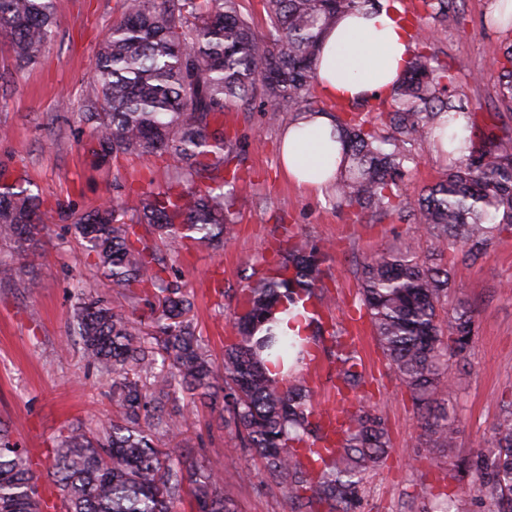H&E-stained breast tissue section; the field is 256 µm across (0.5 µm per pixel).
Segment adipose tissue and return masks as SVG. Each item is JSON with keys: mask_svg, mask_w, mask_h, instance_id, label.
<instances>
[{"mask_svg": "<svg viewBox=\"0 0 512 512\" xmlns=\"http://www.w3.org/2000/svg\"><path fill=\"white\" fill-rule=\"evenodd\" d=\"M397 0H383L341 18L321 40L317 61L320 93L342 101L389 95L412 56L410 36L399 21ZM335 123L319 112L292 122L281 145V167L288 179L320 195L343 160L334 139Z\"/></svg>", "mask_w": 512, "mask_h": 512, "instance_id": "1", "label": "adipose tissue"}]
</instances>
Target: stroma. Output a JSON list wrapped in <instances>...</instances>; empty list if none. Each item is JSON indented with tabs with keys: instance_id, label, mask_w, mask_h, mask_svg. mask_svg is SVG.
I'll use <instances>...</instances> for the list:
<instances>
[{
	"instance_id": "35a3bbf8",
	"label": "stroma",
	"mask_w": 512,
	"mask_h": 512,
	"mask_svg": "<svg viewBox=\"0 0 512 512\" xmlns=\"http://www.w3.org/2000/svg\"><path fill=\"white\" fill-rule=\"evenodd\" d=\"M497 10L495 0H464L460 24L435 41L440 61L455 76L456 97L478 133L498 120L495 61L512 41V26L491 21ZM55 12V36L39 62L20 69L7 52H0V73L8 79L7 91L0 92V126L11 130L0 139V167L25 169L48 207L45 254L32 272L38 291L0 286V421L9 423L14 439L36 460L45 459L69 425L95 429L111 410L109 380L86 367L79 347L61 349L79 280L90 281L101 294L107 287L93 277L89 257L56 207L90 210L112 182L136 178L144 187L159 183L172 163L166 155L133 156L99 170L91 167L76 144L84 133L77 114L90 90L96 52L120 8L117 0H56ZM225 120L237 130L253 181L237 193L236 238L218 253L197 248L170 258L194 292L196 333L217 361L231 338L234 291L283 228L329 245L325 283L336 298L331 313L340 323L357 305L359 263L382 249L420 242L415 225L399 212L378 221L368 212L337 205L333 192L315 196L288 180L280 168L284 125L263 128L256 111L230 112ZM412 154L401 185L406 201L456 165L427 137L414 144ZM445 260L452 273L450 299H467L478 312L465 360L451 362L453 374L463 381L462 391L452 398L458 409V446L451 457L422 451L410 394L389 369L371 328H364L361 400L385 419L391 448L367 474L358 512H422L420 487L443 485L472 503L473 512L494 510L493 501L476 492L474 477H458L455 463L475 455L480 441L491 440L504 405L512 401V235H500L478 262L465 260L458 250L448 251ZM180 441L222 475L224 496L236 512H291L290 502L267 481L260 462L251 464V482L238 479L235 465L224 455L219 412L198 406Z\"/></svg>"
}]
</instances>
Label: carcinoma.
I'll return each mask as SVG.
<instances>
[{
	"instance_id": "carcinoma-1",
	"label": "carcinoma",
	"mask_w": 512,
	"mask_h": 512,
	"mask_svg": "<svg viewBox=\"0 0 512 512\" xmlns=\"http://www.w3.org/2000/svg\"><path fill=\"white\" fill-rule=\"evenodd\" d=\"M371 0H263L268 31L256 32L239 0H120L96 60V79L80 123L77 146L92 164L123 156L167 155L168 180L137 193L114 194L80 216L70 211L74 235L93 257L113 300L77 295L64 345H79L85 362L112 381V417L93 435L70 428L53 450L47 477L60 490V512H233L222 477L175 439L187 416L172 406L178 386L204 405L221 404L232 462L256 456L268 479L288 494L291 512H356L366 473L388 453L381 415L351 404L365 384L362 361L346 344L347 328L313 316L335 298L323 286L329 247L288 235L244 277L234 312V342L217 365L204 351L190 318L193 300L168 256L189 244L213 251L236 232L237 184L243 159L224 127V113L258 107L265 125L284 113L300 120L321 112L312 89L323 35L340 17ZM406 24L424 47L392 91L387 132L358 116L335 118L346 165L336 177V200L378 216L404 210L428 243L383 249L360 264L358 313L368 319L388 365L407 388L428 453L453 452L459 429L445 396L461 386L448 361L464 358L476 316L457 300L443 336L440 311L449 292L447 267L429 256L460 247L476 262L492 240L512 230V129H489L465 163L428 186L414 202L398 201L411 147L458 111L454 79L434 48L429 28L458 23L462 0H420ZM55 0H0V34L18 64L37 60L54 37ZM498 101L512 112V44L497 60ZM42 192L19 170L0 169V244L12 260L0 282L40 264L44 256ZM304 308L306 330L288 336L275 312ZM322 345L335 364L337 391L349 406L336 453L321 459L322 429L314 391L303 377L271 378L267 364L303 362ZM477 492H488L497 512H512V410L494 429L489 454L461 458ZM40 475L29 451L0 423V512H44Z\"/></svg>"
}]
</instances>
